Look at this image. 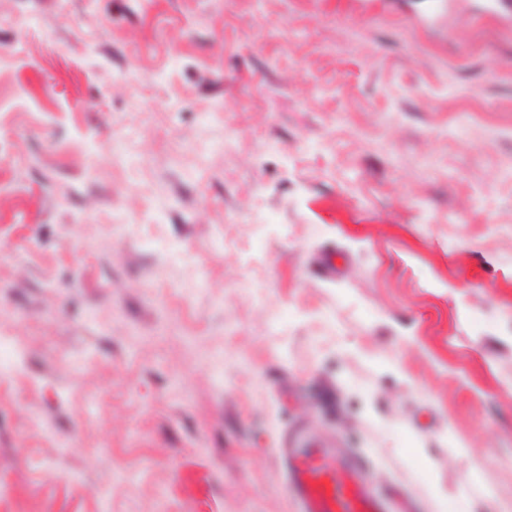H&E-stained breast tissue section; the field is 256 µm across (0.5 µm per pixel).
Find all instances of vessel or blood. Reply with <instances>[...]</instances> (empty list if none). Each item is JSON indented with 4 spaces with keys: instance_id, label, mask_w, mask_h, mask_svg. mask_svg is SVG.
<instances>
[{
    "instance_id": "obj_1",
    "label": "vessel or blood",
    "mask_w": 512,
    "mask_h": 512,
    "mask_svg": "<svg viewBox=\"0 0 512 512\" xmlns=\"http://www.w3.org/2000/svg\"><path fill=\"white\" fill-rule=\"evenodd\" d=\"M277 460L284 468L300 512H390V500L365 480L367 463L339 460L327 449L289 448Z\"/></svg>"
}]
</instances>
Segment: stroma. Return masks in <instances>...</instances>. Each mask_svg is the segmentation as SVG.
<instances>
[{
	"mask_svg": "<svg viewBox=\"0 0 512 512\" xmlns=\"http://www.w3.org/2000/svg\"><path fill=\"white\" fill-rule=\"evenodd\" d=\"M1 284L0 512L512 506V0H0ZM300 512H390V500L365 480L366 460H338L327 449L288 448L277 456Z\"/></svg>",
	"mask_w": 512,
	"mask_h": 512,
	"instance_id": "stroma-1",
	"label": "stroma"
}]
</instances>
